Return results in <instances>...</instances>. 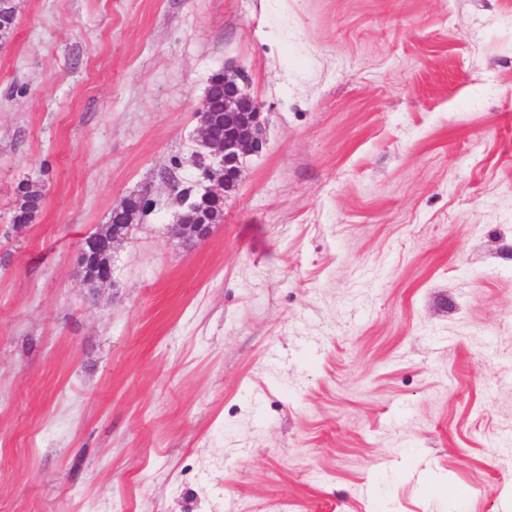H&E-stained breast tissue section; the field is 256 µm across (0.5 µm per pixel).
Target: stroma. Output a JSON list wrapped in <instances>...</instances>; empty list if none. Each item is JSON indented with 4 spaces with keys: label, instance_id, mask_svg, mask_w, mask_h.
<instances>
[{
    "label": "stroma",
    "instance_id": "35a3bbf8",
    "mask_svg": "<svg viewBox=\"0 0 512 512\" xmlns=\"http://www.w3.org/2000/svg\"><path fill=\"white\" fill-rule=\"evenodd\" d=\"M14 6L0 512H512V0ZM227 67L266 148L188 245L173 186ZM43 194L41 187L36 183H26L20 187L17 200L14 223L30 224L41 209ZM127 197L123 198L119 203L115 204L112 207L113 209H118L122 206V204L125 202ZM147 207V202H144L140 200L139 198H135L134 200H128L125 204V207L121 210H113L110 213L108 224L105 225V228L108 232L112 234V226H117V224H126V217H127V211L132 210L134 208H137L139 210L138 214L141 212H144L145 208ZM133 225L126 226L125 229L128 231L123 233H117L112 234V240L106 239L104 236H102L99 232L93 233L89 235L85 241L83 242L81 248L79 249V252L77 254V260L81 259L82 257H88L90 254V249H95L102 251L104 253L106 252H114L115 246L124 241L128 238L130 231L132 229ZM224 211L213 212L211 217L205 213L206 218H210L213 224L221 221ZM205 217L201 214H196L195 218L187 224H172L170 231L173 235L184 241H195L206 239L212 231L211 224H207Z\"/></svg>",
    "mask_w": 512,
    "mask_h": 512
}]
</instances>
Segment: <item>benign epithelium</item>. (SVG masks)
<instances>
[{
	"mask_svg": "<svg viewBox=\"0 0 512 512\" xmlns=\"http://www.w3.org/2000/svg\"><path fill=\"white\" fill-rule=\"evenodd\" d=\"M245 81L242 72L224 70V134L214 132L217 119L210 111L209 99H204L195 113L196 150L191 162L205 188L196 204L198 215L187 224L170 227L173 235L185 241L204 240L211 234L212 227L202 212L216 203H226L238 188L247 159L262 153L265 148L264 126L268 117L259 102L245 92ZM128 236V232L114 233L108 240L98 232L93 233L83 242L77 258L89 256L92 249L112 252Z\"/></svg>",
	"mask_w": 512,
	"mask_h": 512,
	"instance_id": "7a95c632",
	"label": "benign epithelium"
}]
</instances>
